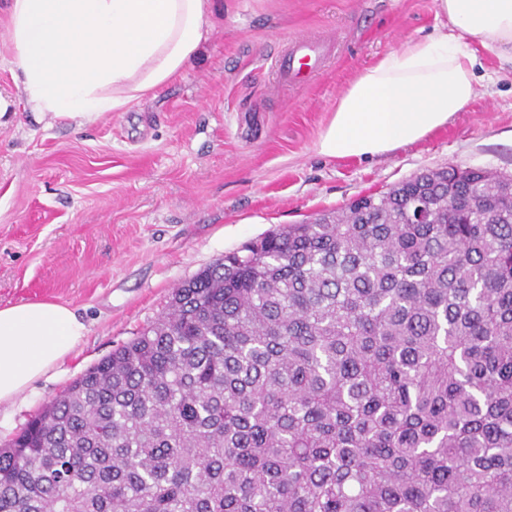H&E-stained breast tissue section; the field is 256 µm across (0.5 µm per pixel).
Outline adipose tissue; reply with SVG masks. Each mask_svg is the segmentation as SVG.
<instances>
[{
    "label": "adipose tissue",
    "instance_id": "obj_1",
    "mask_svg": "<svg viewBox=\"0 0 512 512\" xmlns=\"http://www.w3.org/2000/svg\"><path fill=\"white\" fill-rule=\"evenodd\" d=\"M443 25L358 73L316 143L368 159L445 126L475 94L471 39L512 57V0H435ZM11 38L31 110L71 120L127 106L180 74L213 28V0H11ZM86 325L46 301L0 307V407L79 346Z\"/></svg>",
    "mask_w": 512,
    "mask_h": 512
}]
</instances>
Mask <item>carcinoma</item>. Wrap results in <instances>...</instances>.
I'll return each mask as SVG.
<instances>
[{
	"label": "carcinoma",
	"mask_w": 512,
	"mask_h": 512,
	"mask_svg": "<svg viewBox=\"0 0 512 512\" xmlns=\"http://www.w3.org/2000/svg\"><path fill=\"white\" fill-rule=\"evenodd\" d=\"M0 512H512V176L217 260L0 448Z\"/></svg>",
	"instance_id": "obj_1"
}]
</instances>
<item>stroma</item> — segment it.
Returning a JSON list of instances; mask_svg holds the SVG:
<instances>
[{
    "label": "stroma",
    "instance_id": "obj_1",
    "mask_svg": "<svg viewBox=\"0 0 512 512\" xmlns=\"http://www.w3.org/2000/svg\"><path fill=\"white\" fill-rule=\"evenodd\" d=\"M199 56L155 95L82 123L28 108L0 0V306L46 300L88 333L0 408V445L168 309L200 270L288 224L426 170L512 174V61L469 42L476 95L423 140L359 160L315 144L358 72L438 25L435 0H218ZM298 36L329 49L303 87L275 60Z\"/></svg>",
    "mask_w": 512,
    "mask_h": 512
}]
</instances>
